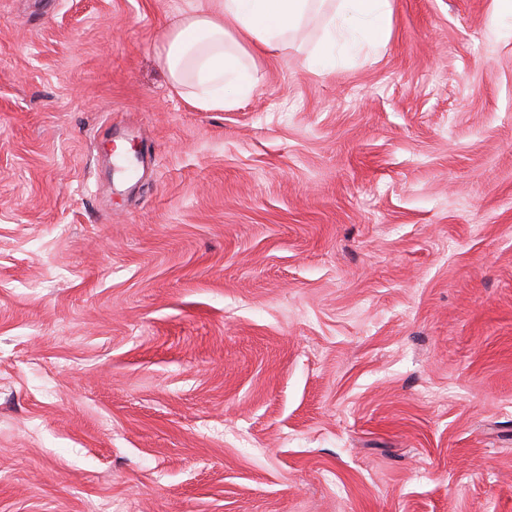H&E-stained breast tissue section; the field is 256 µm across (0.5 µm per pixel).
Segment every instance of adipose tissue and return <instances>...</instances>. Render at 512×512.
<instances>
[{"mask_svg":"<svg viewBox=\"0 0 512 512\" xmlns=\"http://www.w3.org/2000/svg\"><path fill=\"white\" fill-rule=\"evenodd\" d=\"M211 11L196 0L165 39L164 67L188 102L210 111L247 98L258 83L256 69L244 62L249 52L287 45L313 10L328 0H219ZM393 0H338L324 28L315 67L334 62L337 39L350 36L378 46L388 41Z\"/></svg>","mask_w":512,"mask_h":512,"instance_id":"obj_1","label":"adipose tissue"}]
</instances>
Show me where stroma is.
<instances>
[{"label":"stroma","instance_id":"35a3bbf8","mask_svg":"<svg viewBox=\"0 0 512 512\" xmlns=\"http://www.w3.org/2000/svg\"><path fill=\"white\" fill-rule=\"evenodd\" d=\"M188 6L0 0V512H512V15L204 111Z\"/></svg>","mask_w":512,"mask_h":512}]
</instances>
